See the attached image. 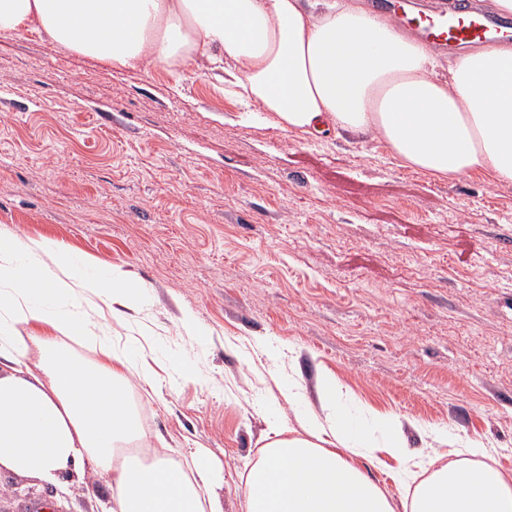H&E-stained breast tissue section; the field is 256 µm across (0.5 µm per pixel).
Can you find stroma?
<instances>
[{
  "instance_id": "1",
  "label": "stroma",
  "mask_w": 512,
  "mask_h": 512,
  "mask_svg": "<svg viewBox=\"0 0 512 512\" xmlns=\"http://www.w3.org/2000/svg\"><path fill=\"white\" fill-rule=\"evenodd\" d=\"M248 112L205 70L126 69L34 31L0 35V230L146 289L107 326L119 349L137 329L152 338L142 448L182 461L209 449L224 512H245L266 415L317 408L328 374L359 408L399 417L416 455L468 441L512 471V185L438 179L381 140ZM288 379L302 385L294 406L277 388ZM7 487L0 512L46 499L105 512L110 497L89 472L50 489L1 469Z\"/></svg>"
}]
</instances>
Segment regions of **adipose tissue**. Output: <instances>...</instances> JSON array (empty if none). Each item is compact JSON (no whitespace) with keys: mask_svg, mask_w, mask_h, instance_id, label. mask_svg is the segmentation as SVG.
Wrapping results in <instances>:
<instances>
[{"mask_svg":"<svg viewBox=\"0 0 512 512\" xmlns=\"http://www.w3.org/2000/svg\"><path fill=\"white\" fill-rule=\"evenodd\" d=\"M21 30L125 68L223 69L273 126L371 134L434 177L512 184V45L458 54L442 74L435 48L352 0H0V34ZM80 290L97 304L76 313ZM144 303L125 274L0 231V469L57 486L91 465L107 481L108 512H224L208 490L221 470L209 449L189 470L130 452L144 435L133 395L149 376L115 353L98 315ZM82 337L93 359L68 347ZM318 393L299 435L270 417L246 512H512V473L489 464L487 448L421 459L400 418L377 417L374 440L337 418L351 394L335 379L322 376ZM382 452L399 463L401 503L359 466Z\"/></svg>","mask_w":512,"mask_h":512,"instance_id":"obj_1","label":"adipose tissue"}]
</instances>
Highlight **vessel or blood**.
Listing matches in <instances>:
<instances>
[{
  "label": "vessel or blood",
  "instance_id": "obj_1",
  "mask_svg": "<svg viewBox=\"0 0 512 512\" xmlns=\"http://www.w3.org/2000/svg\"><path fill=\"white\" fill-rule=\"evenodd\" d=\"M404 21L411 31L440 48L449 44L479 47L512 38V23L477 7L460 9L436 20L421 13L408 15Z\"/></svg>",
  "mask_w": 512,
  "mask_h": 512
}]
</instances>
